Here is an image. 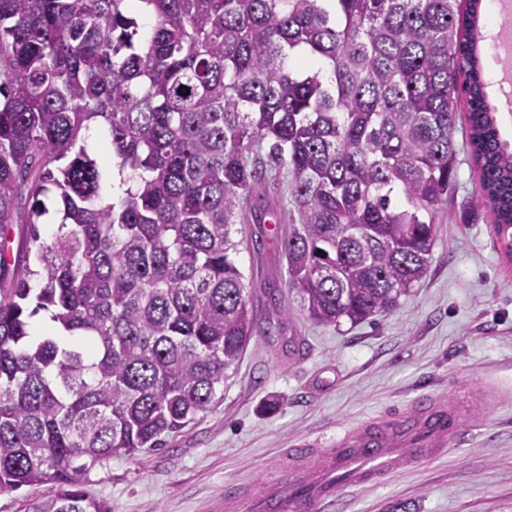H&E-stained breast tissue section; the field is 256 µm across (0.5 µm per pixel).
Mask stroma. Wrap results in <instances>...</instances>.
Instances as JSON below:
<instances>
[{
    "mask_svg": "<svg viewBox=\"0 0 512 512\" xmlns=\"http://www.w3.org/2000/svg\"><path fill=\"white\" fill-rule=\"evenodd\" d=\"M289 174L267 169L263 191L277 228L242 225L238 264L254 335L214 407L164 447L92 469L87 492L112 512H249L240 486L287 478L290 451L343 428L408 413L439 392L467 404L483 392L441 458L362 489L343 487L341 512H512V258L477 202L479 176L460 149L455 189L437 217L429 272L391 312L353 326L318 325L289 292L273 233H288ZM289 327L266 335L268 320Z\"/></svg>",
    "mask_w": 512,
    "mask_h": 512,
    "instance_id": "stroma-1",
    "label": "stroma"
}]
</instances>
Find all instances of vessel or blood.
<instances>
[{
	"instance_id": "1",
	"label": "vessel or blood",
	"mask_w": 512,
	"mask_h": 512,
	"mask_svg": "<svg viewBox=\"0 0 512 512\" xmlns=\"http://www.w3.org/2000/svg\"><path fill=\"white\" fill-rule=\"evenodd\" d=\"M467 412L457 401L424 394L409 415L360 425L326 448L292 449L287 485L266 483L252 512H313L334 502L339 487L373 485L398 465L431 460L459 434Z\"/></svg>"
}]
</instances>
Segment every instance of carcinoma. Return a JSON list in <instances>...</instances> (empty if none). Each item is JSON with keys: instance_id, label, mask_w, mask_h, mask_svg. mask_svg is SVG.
I'll return each instance as SVG.
<instances>
[{"instance_id": "obj_1", "label": "carcinoma", "mask_w": 512, "mask_h": 512, "mask_svg": "<svg viewBox=\"0 0 512 512\" xmlns=\"http://www.w3.org/2000/svg\"><path fill=\"white\" fill-rule=\"evenodd\" d=\"M481 19L482 0H0V493L112 512L83 489L94 466L217 403L254 332L232 229L263 143L300 224L287 287L316 323L361 324L427 276L463 107L512 259ZM41 313L54 334H31Z\"/></svg>"}]
</instances>
